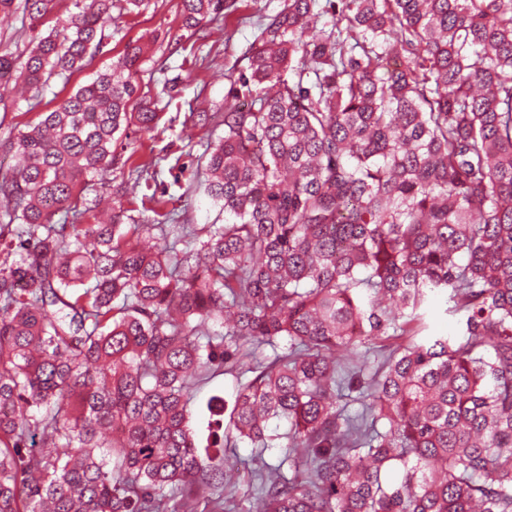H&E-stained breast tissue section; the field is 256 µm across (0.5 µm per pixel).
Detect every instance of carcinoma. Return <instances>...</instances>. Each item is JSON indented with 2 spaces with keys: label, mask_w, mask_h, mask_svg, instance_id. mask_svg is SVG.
Masks as SVG:
<instances>
[{
  "label": "carcinoma",
  "mask_w": 512,
  "mask_h": 512,
  "mask_svg": "<svg viewBox=\"0 0 512 512\" xmlns=\"http://www.w3.org/2000/svg\"><path fill=\"white\" fill-rule=\"evenodd\" d=\"M54 2L24 0L32 48L0 54V88L42 95L112 9L145 5L75 0L44 33ZM234 5L182 0L184 26L207 40ZM143 54L9 143L0 512H224L238 491L264 512H512V0H284L206 146L224 223L199 228L154 196L100 222L82 196L116 133L158 123L131 111ZM442 295L455 323L435 335ZM214 374L231 408L201 450ZM241 444L271 474L256 487L224 454Z\"/></svg>",
  "instance_id": "obj_1"
}]
</instances>
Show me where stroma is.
<instances>
[{"instance_id": "1", "label": "stroma", "mask_w": 512, "mask_h": 512, "mask_svg": "<svg viewBox=\"0 0 512 512\" xmlns=\"http://www.w3.org/2000/svg\"><path fill=\"white\" fill-rule=\"evenodd\" d=\"M282 0H237L207 28L212 32L211 47H194V39L182 23L181 0H149L140 13L122 15L108 24V37L91 63L75 71L68 81H56L42 98L20 97L6 92L7 110H0V176L15 164L5 143L15 138L41 113L54 108L79 85L91 80L110 65L131 41L146 44L147 51L138 65L136 79L140 97L161 112L158 126L144 132L129 127L117 134L113 146L115 160L105 179L112 182V200L127 209L131 217L142 210V195L126 192L123 184L131 165L149 157L161 158L158 175L161 190L184 207L188 223L220 224L224 215L205 194L194 174L207 139L206 131L195 127L194 113L220 112L230 88V76L245 69L248 52L259 28L281 8ZM23 10L0 14V54L25 59L31 46L32 31Z\"/></svg>"}]
</instances>
